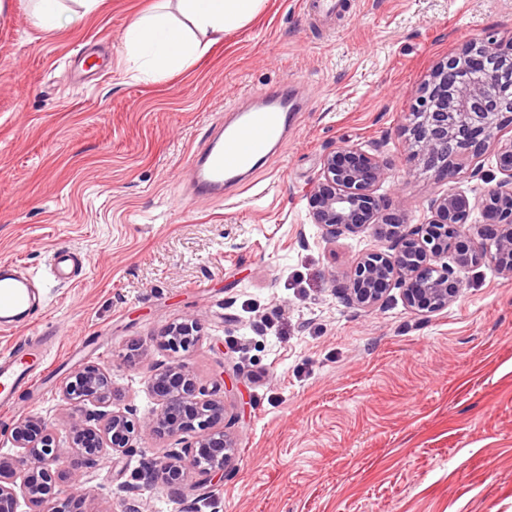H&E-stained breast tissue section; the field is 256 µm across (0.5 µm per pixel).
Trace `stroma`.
<instances>
[{"mask_svg":"<svg viewBox=\"0 0 512 512\" xmlns=\"http://www.w3.org/2000/svg\"><path fill=\"white\" fill-rule=\"evenodd\" d=\"M176 4L100 0L48 36L31 0H0V263L39 290L32 325L0 329V354L47 327L60 338L47 387L0 410V447L25 415L67 437L60 389L76 368L110 365L120 406L143 414L151 374L179 362L224 400L236 447L223 480L186 471L179 500L146 482L147 462L195 438L147 431L132 453L100 459L83 512H120L129 483L144 512H512V279L485 261L442 311L416 314L396 288L359 309L340 289L388 243L371 230L326 240L306 200L329 150L377 145L401 222L460 192L480 223L512 125L487 143L483 180L441 178L404 126L437 62L490 31L512 38V0H350L331 29L303 0H264L188 68L137 77L125 27L146 12L177 18ZM289 80L307 106L284 149L222 200H189L185 161L226 105L257 107ZM58 248L84 258L78 282L51 279ZM183 320L197 342L162 350Z\"/></svg>","mask_w":512,"mask_h":512,"instance_id":"obj_1","label":"stroma"}]
</instances>
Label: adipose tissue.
I'll use <instances>...</instances> for the list:
<instances>
[{
	"label": "adipose tissue",
	"mask_w": 512,
	"mask_h": 512,
	"mask_svg": "<svg viewBox=\"0 0 512 512\" xmlns=\"http://www.w3.org/2000/svg\"><path fill=\"white\" fill-rule=\"evenodd\" d=\"M185 27L161 15L133 20L123 36L128 53L147 73L163 77L188 67L210 47L208 38L238 30L260 11L263 0H177Z\"/></svg>",
	"instance_id": "ef3b65f1"
}]
</instances>
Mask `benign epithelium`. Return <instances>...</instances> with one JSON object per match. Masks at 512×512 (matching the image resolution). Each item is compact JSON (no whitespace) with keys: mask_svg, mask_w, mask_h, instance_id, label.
Listing matches in <instances>:
<instances>
[{"mask_svg":"<svg viewBox=\"0 0 512 512\" xmlns=\"http://www.w3.org/2000/svg\"><path fill=\"white\" fill-rule=\"evenodd\" d=\"M474 66L485 73L478 84L461 77ZM506 73L512 75V40L490 33L430 72L408 131L426 164L438 174L457 173L459 158L478 159L486 143L496 139L501 127L488 116L512 114V99H503L497 89ZM379 152L378 145L372 152L345 145L328 153L306 196L312 221L326 237L373 228L391 240L388 250L361 256L344 289L349 303L369 309L398 288L409 308L427 315L448 308L461 293L460 273L487 258L501 274L512 277V140L498 149L501 179L480 203L479 224L466 223L469 197L448 193L431 201L427 222L411 227L395 220L384 212L385 200L376 194L386 179ZM448 255L453 258L451 266L440 262ZM194 328L190 320L170 324L161 346L173 352L187 348ZM149 390L157 406L142 416L132 407L100 414L90 406L112 404L110 369L90 364L73 372L60 391L69 415L67 444L43 417L25 416L12 425V449L0 452V512H43L41 506L56 496L58 483L78 484V471L95 468L106 448L128 452L136 432L176 435L199 430L184 448L149 462L151 480L160 477L180 487L187 466L207 478L224 475L233 447L223 427L224 400L198 397L191 373L180 364L156 370ZM119 491L123 512H142L140 488L123 485Z\"/></svg>","mask_w":512,"mask_h":512,"instance_id":"obj_1","label":"benign epithelium"}]
</instances>
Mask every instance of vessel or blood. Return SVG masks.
<instances>
[{
	"label": "vessel or blood",
	"instance_id": "obj_1",
	"mask_svg": "<svg viewBox=\"0 0 512 512\" xmlns=\"http://www.w3.org/2000/svg\"><path fill=\"white\" fill-rule=\"evenodd\" d=\"M313 20L323 26L335 24L343 11L342 0H304ZM297 100H290L287 109L243 112L238 122L216 125L202 149L188 159L191 172L190 193L201 199L220 198L224 185L239 173L251 169L266 156L272 145L282 143L288 111L296 110ZM75 254L58 249L52 254L50 271L60 282L71 281ZM35 298L28 279L8 270H0V321L27 312ZM43 337H34L23 347L0 358V408L13 406L16 394L24 389L35 391L44 382L48 362L43 354Z\"/></svg>",
	"mask_w": 512,
	"mask_h": 512
}]
</instances>
